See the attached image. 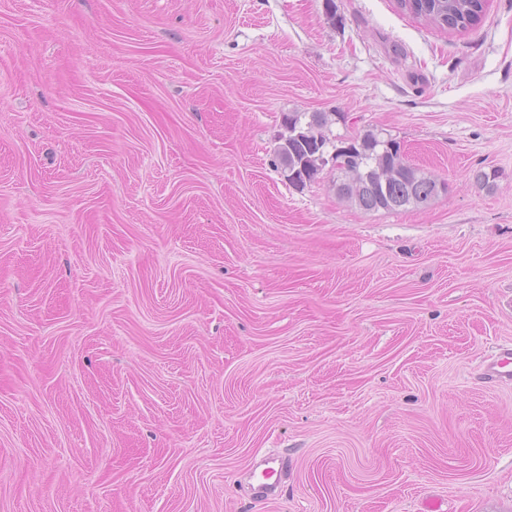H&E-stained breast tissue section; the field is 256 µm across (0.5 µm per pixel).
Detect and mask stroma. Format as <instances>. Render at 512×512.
<instances>
[{"mask_svg":"<svg viewBox=\"0 0 512 512\" xmlns=\"http://www.w3.org/2000/svg\"><path fill=\"white\" fill-rule=\"evenodd\" d=\"M335 2L0 0V512H512V0ZM288 112L447 193L292 186ZM398 10L422 19L449 34L465 32L480 24L487 0H397ZM479 377L489 386L512 383V344L499 345L496 352L485 358L479 367ZM288 464L285 458L281 456H267L265 457L260 464L261 470L260 474V485L258 487L259 495L261 498H265L268 496H277L280 492V481L279 477ZM276 476L275 480L271 479Z\"/></svg>","mask_w":512,"mask_h":512,"instance_id":"obj_1","label":"stroma"}]
</instances>
